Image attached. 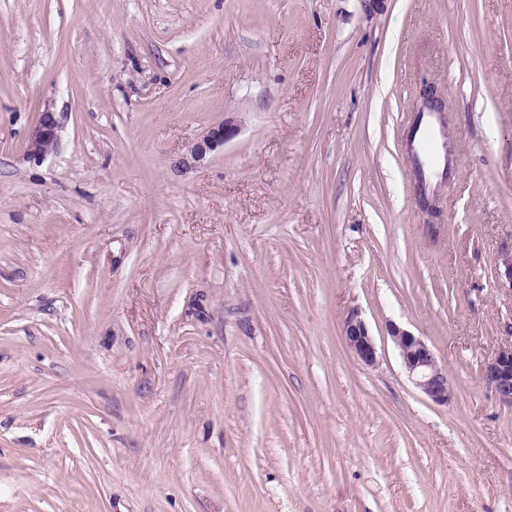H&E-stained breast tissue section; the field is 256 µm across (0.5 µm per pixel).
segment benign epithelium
Instances as JSON below:
<instances>
[{"instance_id":"benign-epithelium-1","label":"benign epithelium","mask_w":512,"mask_h":512,"mask_svg":"<svg viewBox=\"0 0 512 512\" xmlns=\"http://www.w3.org/2000/svg\"><path fill=\"white\" fill-rule=\"evenodd\" d=\"M65 114L49 110L40 113L37 123L28 137L27 155L40 161L52 153L64 127ZM238 131L231 118L212 127L207 134L190 150L194 161L202 160L207 153L224 145ZM387 334L398 349L402 363L413 384L431 401L448 404L453 396L448 371L438 359L436 352L421 337L412 334L401 326L390 323ZM344 336L348 347L367 366L377 363V347L366 323L356 313H351L344 324ZM486 383L495 396L505 405L512 406V345L501 348L488 362L483 371Z\"/></svg>"}]
</instances>
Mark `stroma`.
Returning <instances> with one entry per match:
<instances>
[{"label": "stroma", "instance_id": "obj_1", "mask_svg": "<svg viewBox=\"0 0 512 512\" xmlns=\"http://www.w3.org/2000/svg\"><path fill=\"white\" fill-rule=\"evenodd\" d=\"M509 253L512 0H0V512H512ZM66 115L63 112H41L37 123L31 129L28 137L27 155L40 161L52 153L59 141V136ZM237 131L238 126L233 119H224L222 123L212 127L200 141L193 145L190 150L191 159L193 161L202 160L207 153L224 146V143L232 138ZM441 123L426 120L420 130L418 139L427 146V153L422 157V163L429 170L440 168L447 151V142ZM344 336L348 347L363 364L371 367L376 365L378 359L376 343L358 313L353 312L347 317ZM387 334L398 349L413 384L434 403L448 404L453 396L452 384L432 347L422 337L396 323L388 324ZM483 376L498 400L512 406V345L497 352L485 365Z\"/></svg>", "mask_w": 512, "mask_h": 512}]
</instances>
